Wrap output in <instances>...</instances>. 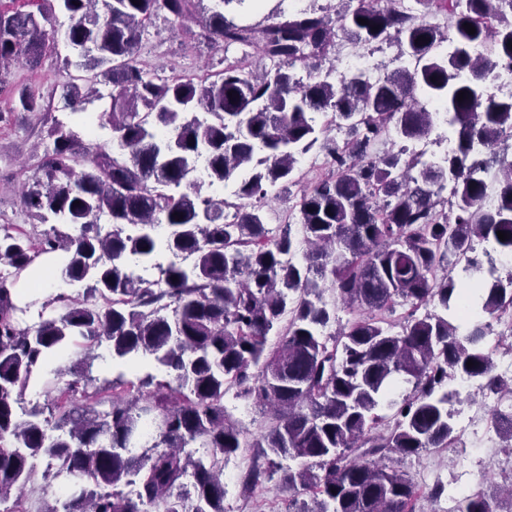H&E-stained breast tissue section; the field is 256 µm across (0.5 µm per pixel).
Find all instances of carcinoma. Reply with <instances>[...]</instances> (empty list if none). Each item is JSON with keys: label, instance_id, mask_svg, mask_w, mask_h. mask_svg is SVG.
I'll return each instance as SVG.
<instances>
[{"label": "carcinoma", "instance_id": "cac0c4a2", "mask_svg": "<svg viewBox=\"0 0 512 512\" xmlns=\"http://www.w3.org/2000/svg\"><path fill=\"white\" fill-rule=\"evenodd\" d=\"M30 2H0V85L5 64L22 58L34 71L55 48L49 16ZM54 2L71 20V114L84 121L86 105L102 99L99 78L112 83L98 115L112 145L92 151L55 123L21 197L49 228L0 234L9 269L0 275V505L9 507L0 512H23L38 457L55 461L44 479L67 487L61 506L42 512H224V457L240 448L299 462L273 461L244 479L251 491L278 473L281 486L305 490L288 512H416L421 496L400 463L455 441L454 380L512 408V384L486 345L512 312V272L476 249L512 253V159L497 151L512 137V100L484 91L493 68L512 63V0H415V13L401 0H358L334 18L312 7L264 25L226 17L246 0H215L206 16L201 0ZM162 9L177 28L194 23L200 42L257 48L275 68L257 76L237 60L211 81L151 76L140 51ZM440 14L447 23L433 21ZM339 37L357 46L393 37L419 65L376 81L359 71L333 78ZM429 101L447 108L454 148L421 163L405 143L437 128ZM336 124L348 131L346 149L329 135ZM311 152L328 168L307 183L298 165ZM201 162L204 178L188 179ZM229 183L235 201L211 193ZM274 187L299 189V241L290 222L278 234L267 228ZM55 252L68 257L65 279L86 288L48 296L23 327L14 312L27 308L12 286ZM340 305L357 316L332 333ZM398 305L407 313L393 319ZM104 344L124 364L151 360L161 376L99 380L92 364ZM67 348L83 358L44 369ZM36 382L51 403L21 418L16 405ZM231 389L273 412L258 435L229 421ZM490 413L500 447L512 448V415ZM497 507L480 488L460 512Z\"/></svg>", "mask_w": 512, "mask_h": 512}]
</instances>
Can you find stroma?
<instances>
[{
	"label": "stroma",
	"mask_w": 512,
	"mask_h": 512,
	"mask_svg": "<svg viewBox=\"0 0 512 512\" xmlns=\"http://www.w3.org/2000/svg\"><path fill=\"white\" fill-rule=\"evenodd\" d=\"M66 46H59L56 56L46 59L41 69L25 65L11 66L5 73L6 87L0 88V225L14 224L34 234L42 226L24 211L19 188L32 176L49 144L50 128L55 121H69V108L64 98L63 62ZM235 51H213L199 45L185 32L176 30L167 12L153 17L144 36L140 59L153 75H195L198 77L221 70L225 59L235 58ZM28 87L42 100L49 102L46 112H23L15 107L12 89ZM453 449L431 450L405 459L403 468L422 491H430L436 477L447 476L456 466ZM267 467L261 449L242 448L224 463V512H285L287 495L272 482H265L254 491L242 488V477L251 466Z\"/></svg>",
	"instance_id": "obj_1"
}]
</instances>
